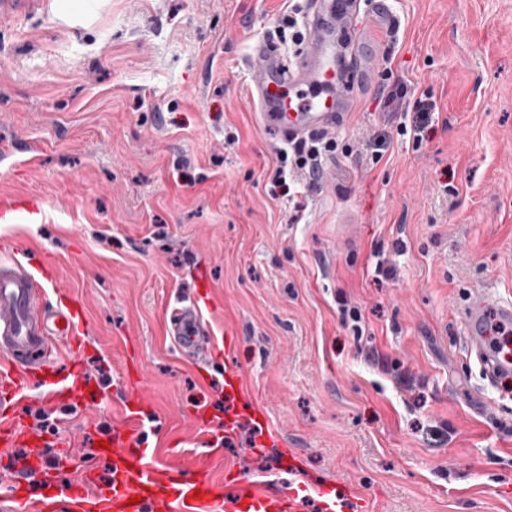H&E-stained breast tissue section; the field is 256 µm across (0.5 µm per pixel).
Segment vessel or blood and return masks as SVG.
Segmentation results:
<instances>
[{
    "label": "vessel or blood",
    "instance_id": "vessel-or-blood-1",
    "mask_svg": "<svg viewBox=\"0 0 512 512\" xmlns=\"http://www.w3.org/2000/svg\"><path fill=\"white\" fill-rule=\"evenodd\" d=\"M361 0H315L307 20L301 62L288 69L277 49L254 42L255 61L250 94L264 128L290 141L313 131L340 128L354 109L348 92L351 78L374 73L375 56L369 34L352 28ZM55 280H43L13 258L0 260V449H29L23 469L41 476L43 489L31 492L21 479L0 495V512H60L71 504L80 512H303L315 500L319 512H369L366 496L355 485L304 478L296 455L288 457V471L300 478L297 489L270 490L249 477L221 483L212 477L214 457L198 453L187 459L164 455L149 458L139 439L143 414L123 404L121 418L105 436L97 457L112 461V476L101 481L90 463L67 485H59L42 449L65 456L68 445L52 432L24 426L19 410L28 390L42 387L46 402L81 400L89 383L81 352L86 346V308L67 301L50 309L43 298ZM459 316L471 354L490 383L512 378V348L493 342L501 331L512 330V300L477 289L470 293ZM172 334L189 350L203 347L198 332L201 314L187 306L172 313ZM62 337L72 351L64 378H55L52 340Z\"/></svg>",
    "mask_w": 512,
    "mask_h": 512
}]
</instances>
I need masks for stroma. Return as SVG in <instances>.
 Returning <instances> with one entry per match:
<instances>
[{
	"label": "stroma",
	"instance_id": "obj_1",
	"mask_svg": "<svg viewBox=\"0 0 512 512\" xmlns=\"http://www.w3.org/2000/svg\"><path fill=\"white\" fill-rule=\"evenodd\" d=\"M62 3L0 13V194L41 210L0 223V258L54 268L88 306L100 400L58 418L65 478L91 421L118 419L132 352L146 416L171 428L147 448L215 450V478L294 481L249 419L217 448L191 419L198 403L220 418L247 400L308 474L361 486L370 512H512V383H488L457 315L475 289L512 299V0H390L398 34L380 37L377 79L355 81L335 132L353 151L325 159L298 203L270 192L285 144L247 90L282 0ZM397 83L408 97L390 112ZM424 93L435 110L413 111ZM402 122L425 124L421 146ZM181 299L202 312L197 358L167 334ZM232 365L239 400L224 394Z\"/></svg>",
	"mask_w": 512,
	"mask_h": 512
}]
</instances>
